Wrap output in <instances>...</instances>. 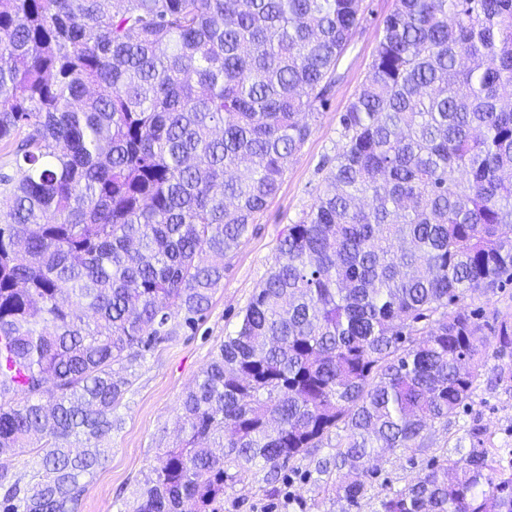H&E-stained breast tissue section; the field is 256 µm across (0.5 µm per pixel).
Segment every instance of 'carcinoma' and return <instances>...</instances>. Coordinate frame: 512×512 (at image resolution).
Listing matches in <instances>:
<instances>
[{
	"label": "carcinoma",
	"mask_w": 512,
	"mask_h": 512,
	"mask_svg": "<svg viewBox=\"0 0 512 512\" xmlns=\"http://www.w3.org/2000/svg\"><path fill=\"white\" fill-rule=\"evenodd\" d=\"M362 0H0V459L46 439L0 512H74L134 367L192 327L324 108ZM512 0H397L344 143L234 334L183 394L185 439L130 512H219L224 483L336 436L337 487L420 448L474 391L512 284ZM182 316V322L172 319ZM512 359V322L494 319ZM17 395L24 396L13 403ZM87 446L70 448L71 438ZM375 512H512L483 432ZM462 305L467 309L476 312L483 319L493 323V316L507 315L512 321V285L507 288H499L494 292L468 293L463 299Z\"/></svg>",
	"instance_id": "cac0c4a2"
}]
</instances>
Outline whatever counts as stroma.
I'll use <instances>...</instances> for the list:
<instances>
[{
	"label": "stroma",
	"instance_id": "obj_1",
	"mask_svg": "<svg viewBox=\"0 0 512 512\" xmlns=\"http://www.w3.org/2000/svg\"><path fill=\"white\" fill-rule=\"evenodd\" d=\"M361 23L336 66V83L326 109L309 124L311 133L291 160L277 195L243 235L208 310L195 328H181L171 341L158 344L136 368L132 384L113 414L116 426L99 440L106 453L93 475L82 477L78 512H126L140 484L160 464L163 450L176 446L180 401L206 368L225 336L234 333L242 311L278 256V240L315 204L326 167L343 144L340 119L367 79L384 21L395 0H364ZM481 427L496 447L512 453V360L486 357L476 389L464 411L447 425L428 427L434 447L458 459L470 448L472 427ZM331 445L313 449L281 471L278 495H270L267 471L256 467L224 487V512H341L342 502L328 491L319 463ZM426 452L412 448L384 454L374 464L371 496L357 512H373L374 496L405 488L421 469Z\"/></svg>",
	"mask_w": 512,
	"mask_h": 512
}]
</instances>
